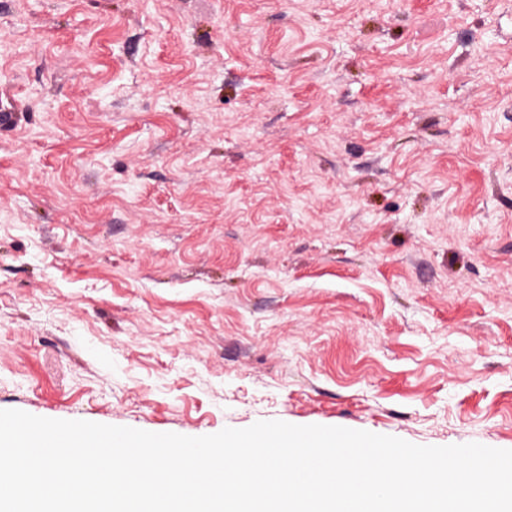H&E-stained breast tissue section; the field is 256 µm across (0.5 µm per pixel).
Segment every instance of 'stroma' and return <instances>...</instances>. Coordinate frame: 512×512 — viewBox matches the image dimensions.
<instances>
[{
  "label": "stroma",
  "mask_w": 512,
  "mask_h": 512,
  "mask_svg": "<svg viewBox=\"0 0 512 512\" xmlns=\"http://www.w3.org/2000/svg\"><path fill=\"white\" fill-rule=\"evenodd\" d=\"M0 409L512 449V0H0Z\"/></svg>",
  "instance_id": "35a3bbf8"
}]
</instances>
